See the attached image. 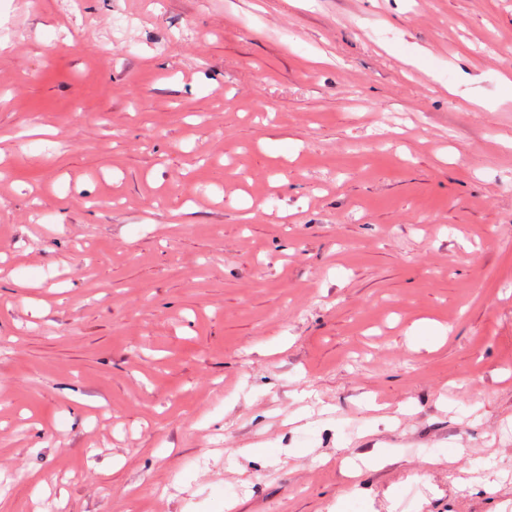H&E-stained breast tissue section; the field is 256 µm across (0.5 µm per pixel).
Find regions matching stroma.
Here are the masks:
<instances>
[{"label": "stroma", "mask_w": 512, "mask_h": 512, "mask_svg": "<svg viewBox=\"0 0 512 512\" xmlns=\"http://www.w3.org/2000/svg\"><path fill=\"white\" fill-rule=\"evenodd\" d=\"M509 46L512 0H10L7 512H512Z\"/></svg>", "instance_id": "35a3bbf8"}]
</instances>
